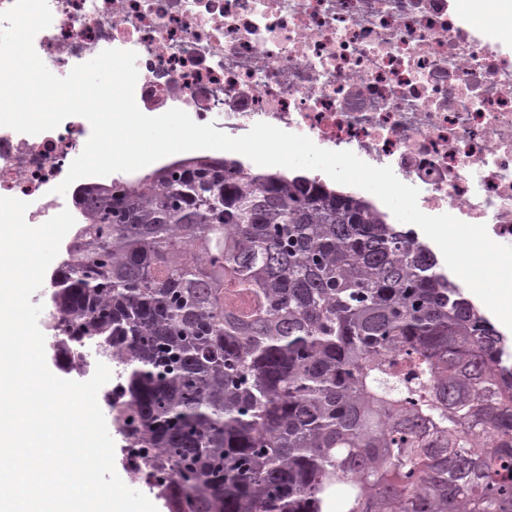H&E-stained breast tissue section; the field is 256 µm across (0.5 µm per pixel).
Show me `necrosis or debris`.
I'll return each mask as SVG.
<instances>
[{
  "label": "necrosis or debris",
  "mask_w": 512,
  "mask_h": 512,
  "mask_svg": "<svg viewBox=\"0 0 512 512\" xmlns=\"http://www.w3.org/2000/svg\"><path fill=\"white\" fill-rule=\"evenodd\" d=\"M34 48L66 76L106 49L136 52L135 100L158 116L179 108L232 137L266 122L391 167L429 215L485 225L512 245V44L450 0H48ZM91 135L66 118L36 135L0 127V196L28 202L40 225L107 185L55 188ZM120 359L86 347L71 370L91 378Z\"/></svg>",
  "instance_id": "4bbe7bcc"
}]
</instances>
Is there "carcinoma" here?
<instances>
[{"label": "carcinoma", "instance_id": "obj_1", "mask_svg": "<svg viewBox=\"0 0 512 512\" xmlns=\"http://www.w3.org/2000/svg\"><path fill=\"white\" fill-rule=\"evenodd\" d=\"M52 342L120 357L171 512H512L500 336L363 200L206 159L79 202Z\"/></svg>", "mask_w": 512, "mask_h": 512}]
</instances>
